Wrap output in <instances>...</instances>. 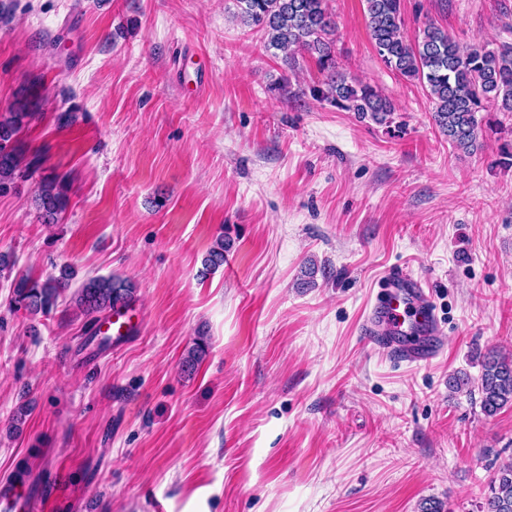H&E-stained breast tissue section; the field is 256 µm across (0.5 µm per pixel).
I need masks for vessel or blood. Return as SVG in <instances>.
<instances>
[{
  "label": "vessel or blood",
  "instance_id": "1",
  "mask_svg": "<svg viewBox=\"0 0 512 512\" xmlns=\"http://www.w3.org/2000/svg\"><path fill=\"white\" fill-rule=\"evenodd\" d=\"M386 297L376 305L363 326L364 335L375 339L399 362H429L442 334L441 324L428 297L425 283L410 272L396 268L383 282ZM27 491L0 483V512H20Z\"/></svg>",
  "mask_w": 512,
  "mask_h": 512
}]
</instances>
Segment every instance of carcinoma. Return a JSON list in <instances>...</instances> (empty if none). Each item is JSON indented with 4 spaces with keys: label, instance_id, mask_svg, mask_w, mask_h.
I'll return each instance as SVG.
<instances>
[{
    "label": "carcinoma",
    "instance_id": "carcinoma-1",
    "mask_svg": "<svg viewBox=\"0 0 512 512\" xmlns=\"http://www.w3.org/2000/svg\"><path fill=\"white\" fill-rule=\"evenodd\" d=\"M243 23L264 31L266 48L283 54L288 65L297 64V54L316 57L326 72L324 87L311 90L338 110L353 112L384 123L394 112L391 101L373 86L338 70L334 55L336 21L327 0H236ZM368 29L385 65L407 82L424 84L435 108L433 119L448 141L471 155L482 147V120L478 114L503 112L512 115V43L495 49L461 47L448 31L428 23L418 33L404 30L401 0H365ZM28 113L17 110L0 114V193L15 180L38 172L41 157L25 159L14 144ZM36 205L43 217L53 220L66 206L65 185L55 178L38 184ZM227 245L216 240L203 260L202 274L224 265ZM75 271L64 266L59 275L43 281L20 278L14 283L13 302L30 315L48 314L60 292L69 288ZM136 300L135 288L120 279L92 277L75 294V304L87 315L129 308ZM452 390L472 394L477 387L481 411L493 417L512 406V354L492 350L484 356L478 378L455 376ZM485 512H512V460L499 465L491 478Z\"/></svg>",
    "mask_w": 512,
    "mask_h": 512
}]
</instances>
